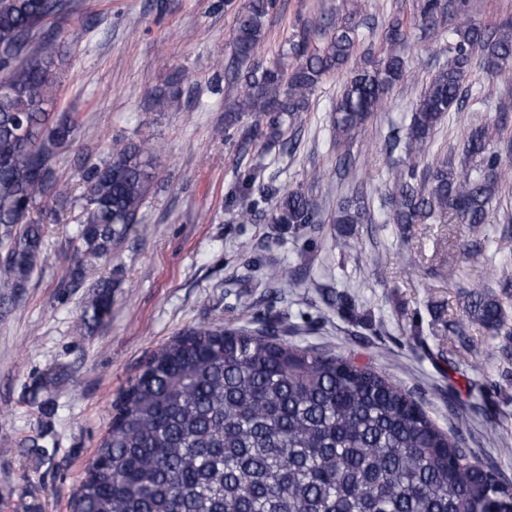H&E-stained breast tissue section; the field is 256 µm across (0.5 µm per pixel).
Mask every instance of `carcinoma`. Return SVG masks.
I'll return each instance as SVG.
<instances>
[{
	"label": "carcinoma",
	"instance_id": "obj_1",
	"mask_svg": "<svg viewBox=\"0 0 512 512\" xmlns=\"http://www.w3.org/2000/svg\"><path fill=\"white\" fill-rule=\"evenodd\" d=\"M466 0H417L411 17L399 13L378 40L359 32L361 3L325 25L288 40V62L266 63L259 48L276 0H243L233 29L228 75L240 85L225 99L224 139L247 116L244 143L277 141L287 121L311 106L324 79L346 74L330 113L336 165L348 167V147L368 119L385 111L388 94L407 76L398 47L408 30L432 44L445 18ZM70 0H0V306L16 301L44 259L45 225L74 206L56 175L60 149L78 123L54 112L62 58L55 28L70 15ZM480 56L491 76L512 73V19L491 29L471 19L448 26V62L412 106L402 164L377 192L387 224L428 220L485 224L493 202L512 182V140L488 124L470 127L459 164L428 160L436 128L464 106L462 84ZM184 74L170 71L150 93L154 112L181 93ZM157 146L131 139L89 161L76 219L75 254L63 279L82 281L112 254L134 225L157 181ZM239 187L238 221L250 224L260 203L276 198L274 224H321L303 188ZM373 198L362 194L336 205L330 223L341 235L372 221ZM296 271L272 263L266 283H294ZM465 318L512 346L503 303L477 276ZM75 324L93 333L110 316L112 279L91 284ZM268 321L258 328L199 322L178 333L144 365L126 389L74 498V512H512V482L473 460L400 385L345 356L282 339Z\"/></svg>",
	"mask_w": 512,
	"mask_h": 512
}]
</instances>
